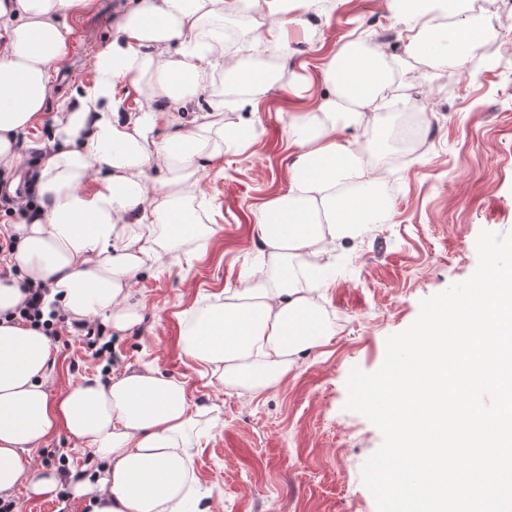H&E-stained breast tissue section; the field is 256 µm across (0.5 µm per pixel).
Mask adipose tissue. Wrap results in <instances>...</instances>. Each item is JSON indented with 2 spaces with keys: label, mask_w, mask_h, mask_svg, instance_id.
Masks as SVG:
<instances>
[{
  "label": "adipose tissue",
  "mask_w": 512,
  "mask_h": 512,
  "mask_svg": "<svg viewBox=\"0 0 512 512\" xmlns=\"http://www.w3.org/2000/svg\"><path fill=\"white\" fill-rule=\"evenodd\" d=\"M323 0H137L118 35L95 60L96 80L53 123L57 148L39 162L43 211L0 226L14 236L11 258L19 278L0 280V496L18 489L56 498L66 492L86 512H212L196 488L193 434L184 384L151 366L105 379L95 375L50 393L48 336L18 316L25 285L44 284L67 318H102L122 333L141 320L132 297L137 273L206 240L191 203L200 160L225 146L243 151L256 138L251 125H225V107H254L281 80L278 65L229 58L224 93L213 111L185 120L191 97L213 80L224 56V21L259 33L265 50L280 51L291 28ZM393 17L409 47L428 65L461 67L485 23L461 28L454 50L420 0H393ZM80 0H0V176L21 162L20 134L40 120L52 73L69 52L67 18ZM391 62L380 47L353 38L322 66L328 87L312 109L292 113L287 191L263 203L254 219L268 264L224 300L198 310L183 329V350L214 367L228 388L259 396L279 385L299 355L333 327L306 288L303 257L323 258L364 225L386 223L391 204L379 192L376 141L357 147L343 129L372 130L382 107L406 109L386 97ZM168 108L119 115L118 80ZM176 133L154 140L158 124ZM91 451L92 474L62 483L57 472L33 466L32 449L58 431Z\"/></svg>",
  "instance_id": "ef3b65f1"
}]
</instances>
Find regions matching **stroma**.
Here are the masks:
<instances>
[{"mask_svg":"<svg viewBox=\"0 0 512 512\" xmlns=\"http://www.w3.org/2000/svg\"><path fill=\"white\" fill-rule=\"evenodd\" d=\"M387 2L336 0L329 14L309 16L296 27L291 42L299 51L283 59L280 84L254 109L224 112L225 123L255 126L254 143L243 152L227 149L222 160L200 168L194 207L210 237L187 247L178 262L161 260L138 279L139 324L117 337L103 320L92 322L112 339L115 373L150 362L184 383L199 413L197 489L208 495L213 512H377L360 471L382 435L365 416L346 409L348 375L355 367L377 371L386 337L415 321L420 300L472 276L480 231L512 232V14L485 62L432 70L405 53ZM131 5L86 0L70 18V51L54 73L42 124L23 140L21 169H33L41 151L53 148L54 115L93 85L94 58ZM383 30L393 35L386 51L402 59L392 92L415 105L432 144L398 171L389 222L368 225L339 244L328 275L309 280L334 335L301 354L277 387L257 397L238 393L185 357L184 325L267 261L254 213L288 188L290 115L313 107L324 93L321 65L336 48ZM51 344L52 394L101 373L102 359L92 357L73 328H59ZM63 456L78 472L97 466L63 432L32 450L31 461L54 470Z\"/></svg>","mask_w":512,"mask_h":512,"instance_id":"obj_1","label":"stroma"}]
</instances>
